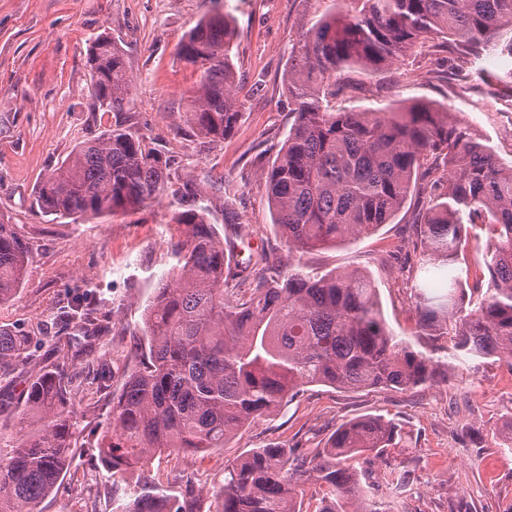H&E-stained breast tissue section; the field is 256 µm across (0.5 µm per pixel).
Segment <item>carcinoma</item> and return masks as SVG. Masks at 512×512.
<instances>
[{
	"instance_id": "cac0c4a2",
	"label": "carcinoma",
	"mask_w": 512,
	"mask_h": 512,
	"mask_svg": "<svg viewBox=\"0 0 512 512\" xmlns=\"http://www.w3.org/2000/svg\"><path fill=\"white\" fill-rule=\"evenodd\" d=\"M236 35L228 12L199 20L179 46L199 73L186 122L207 147L224 141L242 116L230 52ZM472 59L512 56V0H340L300 34L286 80L295 122L261 172L272 224L299 259L288 274L265 250L250 258L253 281L239 297L226 288L224 242L210 220L208 193L193 178L173 195L176 260L144 314L138 361L112 396V428L98 442L112 484L162 452L204 457L258 417H270L307 386L339 390L422 386L440 375L432 357L394 335L367 275L308 271L314 250L374 234L391 224L411 192L424 196L413 246L419 334L449 336L448 354L465 363L512 359V162L432 103L391 112H337L331 76L358 69L371 77L425 43ZM92 107L121 112L133 90L120 49L108 35L92 44ZM169 158L144 136L117 125L74 147L40 182L35 206L56 217L126 214L162 199ZM486 235L488 283L465 253L470 232ZM28 248L0 219V303L24 281ZM449 270L446 292L431 296L425 279ZM477 292L475 307L466 299ZM63 314L88 332L87 310ZM30 337L0 328V376L28 359ZM70 389L45 369L25 392L27 437L0 449V512H40L69 468L75 422ZM402 445L390 420L340 424L312 451L311 471L326 487L318 512H382L372 487L347 466L364 453L383 458ZM307 471L278 446L254 448L224 466L216 512H302L296 484ZM406 470L391 467L381 485L400 491ZM115 512H202L189 490L172 496L153 485L114 496Z\"/></svg>"
}]
</instances>
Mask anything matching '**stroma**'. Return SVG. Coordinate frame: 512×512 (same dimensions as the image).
I'll return each mask as SVG.
<instances>
[{"instance_id":"1","label":"stroma","mask_w":512,"mask_h":512,"mask_svg":"<svg viewBox=\"0 0 512 512\" xmlns=\"http://www.w3.org/2000/svg\"><path fill=\"white\" fill-rule=\"evenodd\" d=\"M331 0H0V217L16 224L30 251L23 284L0 303V326L37 337L27 364L0 377V446L16 441L25 388L42 368L63 371L71 381L70 409L78 423L70 469L40 505L42 512H112V480L99 459L101 433L112 422L109 402L131 368L143 315L160 278L174 263L175 232L169 198L133 214L56 220L37 213L34 192L80 142L122 124L151 138L171 160L170 186L187 178L225 185L214 193L215 225L230 257V284L248 274L250 254L263 248L287 259L272 224L261 168L280 148L294 116L284 75L291 47L306 22ZM230 12L236 19L233 62L243 117L223 144L200 150L185 122L198 79L179 56L187 31L205 17ZM108 34L123 52L134 80L121 112L90 108L86 53ZM472 80L459 87L454 73ZM512 66L501 55L472 61L422 47L383 75L358 70L341 74L337 108L391 110L428 100L470 125L503 160L512 159V107L501 83ZM231 199L238 221H224ZM405 207L374 235L305 255L323 271L358 269L378 290L387 326L449 364L447 377L408 390L340 391L310 386L276 415L257 419L204 457L154 456L126 487L151 480L167 493L198 494L215 506L224 466L254 448L278 444L306 458L341 423L373 415L397 423L404 445L384 460L370 455L353 466L381 480L387 466L410 473L394 503L396 512H507L512 507V451L502 430L512 421V361L483 358L450 364L448 340L418 335L409 261L417 238ZM77 298L90 308L93 336L69 345L72 329L57 315L60 302Z\"/></svg>"}]
</instances>
